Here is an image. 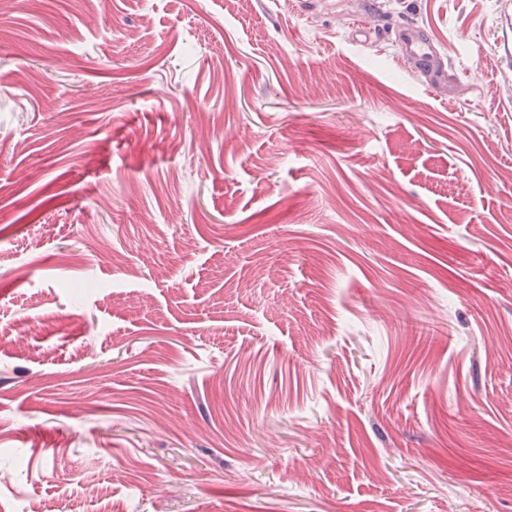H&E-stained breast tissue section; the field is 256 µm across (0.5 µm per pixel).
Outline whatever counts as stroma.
I'll return each mask as SVG.
<instances>
[{"label":"stroma","mask_w":512,"mask_h":512,"mask_svg":"<svg viewBox=\"0 0 512 512\" xmlns=\"http://www.w3.org/2000/svg\"><path fill=\"white\" fill-rule=\"evenodd\" d=\"M34 506L512 512V0H0ZM395 37L405 55L414 60L418 69L425 74L428 88L445 82L448 72L439 60L434 58V51L421 31L411 26L399 27L395 31Z\"/></svg>","instance_id":"stroma-1"}]
</instances>
